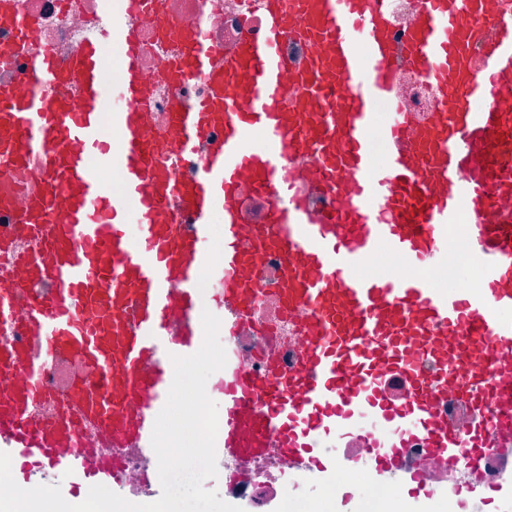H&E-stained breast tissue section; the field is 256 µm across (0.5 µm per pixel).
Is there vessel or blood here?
Here are the masks:
<instances>
[{
    "label": "vessel or blood",
    "instance_id": "obj_1",
    "mask_svg": "<svg viewBox=\"0 0 512 512\" xmlns=\"http://www.w3.org/2000/svg\"><path fill=\"white\" fill-rule=\"evenodd\" d=\"M142 3L106 0L100 37L68 66L36 51L24 76L0 84V180L29 177L21 198L0 193V452L123 490L117 463L84 466V432L154 457L170 358L201 347L205 306L227 358L217 458L244 465L273 449L310 481L346 464L336 426L349 421L377 477L400 488L424 484L417 444L442 470L466 468L463 488L485 502L475 463L498 455L499 512H512V0H413L399 34L391 0H259L258 23L221 59L199 31L160 17L176 50L170 81L198 79L207 93L191 105L173 96L151 135L143 36L131 23ZM30 26L15 0H0V28L16 34L0 43V66L13 65ZM289 39L306 47L304 61L285 56ZM109 44L120 49L113 85ZM406 71L435 95L427 116L399 93ZM193 161L198 177L179 181ZM298 164L317 171L301 189L281 176ZM459 243L480 287H435L430 270ZM381 246L405 272L364 273ZM269 257L299 347L248 367L238 332ZM68 361L82 371L53 393L48 374ZM452 397L468 429L446 411Z\"/></svg>",
    "mask_w": 512,
    "mask_h": 512
}]
</instances>
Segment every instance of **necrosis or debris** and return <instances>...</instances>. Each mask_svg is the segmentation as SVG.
I'll list each match as a JSON object with an SVG mask.
<instances>
[{"mask_svg": "<svg viewBox=\"0 0 512 512\" xmlns=\"http://www.w3.org/2000/svg\"><path fill=\"white\" fill-rule=\"evenodd\" d=\"M18 10L34 19L25 46L50 51L59 61H67L84 43L96 39L104 22L103 0H16ZM165 13L174 22L201 31L220 54L231 52L245 24L241 0H146L133 15L132 23L147 36L144 52V80L149 95L143 106L144 126L154 132L169 120L173 95L196 101L206 94L202 82L174 86L168 79L174 62V49L157 35V15ZM280 275L274 260H266L257 284L254 319L265 326L263 335L244 329L243 362L254 365L256 357L275 351L287 338L295 318L284 311H272L271 290ZM286 471L280 456L270 454L256 459L247 474L244 512H266L272 501L297 507L302 497L298 486H283Z\"/></svg>", "mask_w": 512, "mask_h": 512, "instance_id": "4bbe7bcc", "label": "necrosis or debris"}]
</instances>
